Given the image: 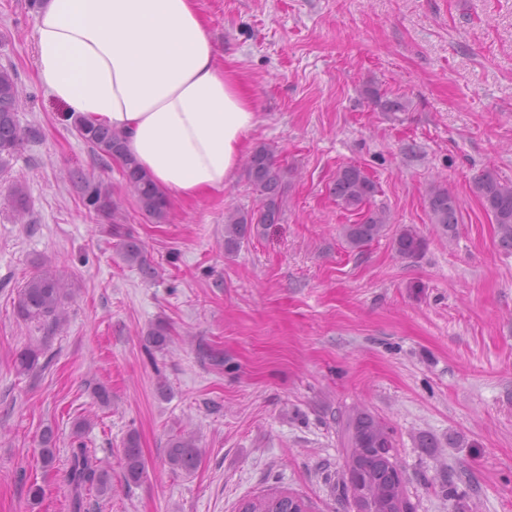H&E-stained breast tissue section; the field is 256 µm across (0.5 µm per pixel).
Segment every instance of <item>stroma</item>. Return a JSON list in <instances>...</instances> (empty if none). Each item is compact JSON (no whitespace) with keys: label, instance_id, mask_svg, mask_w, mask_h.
Instances as JSON below:
<instances>
[{"label":"stroma","instance_id":"1","mask_svg":"<svg viewBox=\"0 0 512 512\" xmlns=\"http://www.w3.org/2000/svg\"><path fill=\"white\" fill-rule=\"evenodd\" d=\"M199 8L254 97L247 148L275 147L288 171L280 223L252 229L232 253L225 211L259 206L246 168L223 189L171 200L168 223H152L40 83L28 0H0V66L19 74L27 131L0 177V196L18 187L26 201L21 216L0 205V512H70L79 445L112 476L111 495L87 493L88 512H238L275 490L312 512H356L337 488L354 407L392 427L412 512H512V251L473 192L487 167L512 181V0ZM374 89L407 97L409 111L379 112ZM346 164L376 182L371 207L390 217L359 249L341 234L356 213L331 194ZM76 169L122 200L118 214L88 215ZM433 183L458 200L452 235L428 220ZM114 225L142 244L153 278L124 262ZM406 227L426 241L420 257L394 248ZM44 268L73 290L50 331L14 309ZM160 321L171 330L161 350L145 341ZM30 344L50 364L18 374L13 360ZM47 427L51 469L36 452ZM182 431L203 450L189 474L166 462ZM132 432L146 461L135 485L122 456Z\"/></svg>","mask_w":512,"mask_h":512}]
</instances>
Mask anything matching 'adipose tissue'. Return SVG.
I'll use <instances>...</instances> for the list:
<instances>
[{
    "label": "adipose tissue",
    "instance_id": "obj_1",
    "mask_svg": "<svg viewBox=\"0 0 512 512\" xmlns=\"http://www.w3.org/2000/svg\"><path fill=\"white\" fill-rule=\"evenodd\" d=\"M34 37L48 94L122 134L166 197L233 180L259 118L197 0H41Z\"/></svg>",
    "mask_w": 512,
    "mask_h": 512
}]
</instances>
